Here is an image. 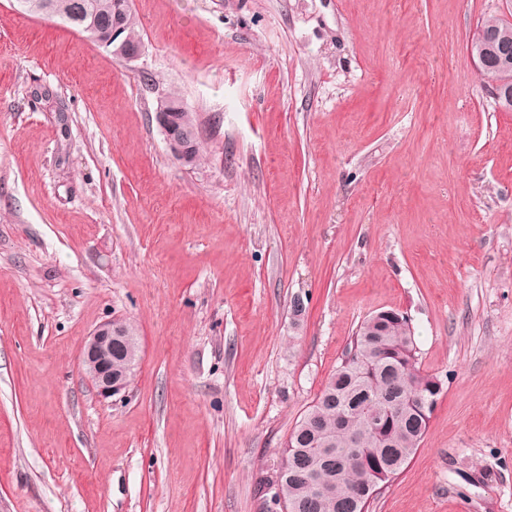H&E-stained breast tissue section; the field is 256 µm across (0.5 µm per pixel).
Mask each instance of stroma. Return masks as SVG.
<instances>
[{
  "label": "stroma",
  "instance_id": "1",
  "mask_svg": "<svg viewBox=\"0 0 512 512\" xmlns=\"http://www.w3.org/2000/svg\"><path fill=\"white\" fill-rule=\"evenodd\" d=\"M132 9L128 62L0 0V512H282L284 443L381 310L443 390L369 512H512V112L467 52L512 0ZM113 318L140 360L104 399L80 354ZM155 118L171 156L182 165L190 163L193 160V149L197 141V126H186L177 112H171L165 94L160 95Z\"/></svg>",
  "mask_w": 512,
  "mask_h": 512
}]
</instances>
